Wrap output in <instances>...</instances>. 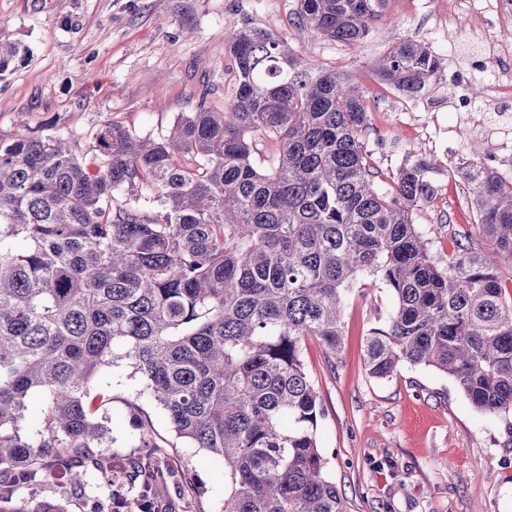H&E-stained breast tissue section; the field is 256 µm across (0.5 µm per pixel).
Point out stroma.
<instances>
[{
	"instance_id": "stroma-1",
	"label": "stroma",
	"mask_w": 512,
	"mask_h": 512,
	"mask_svg": "<svg viewBox=\"0 0 512 512\" xmlns=\"http://www.w3.org/2000/svg\"><path fill=\"white\" fill-rule=\"evenodd\" d=\"M296 8L297 0H0V41L29 49L0 76V133L31 135L51 121L82 141L109 119L147 136L199 100L223 110L236 84L224 34L247 20L368 91L365 146L383 175L417 160L432 164L437 192L413 219L432 256L447 261L458 229L473 218V195L454 163L471 157V138L452 108L454 74L477 66L480 86L512 73V55H484L493 43H512V23L472 32L449 24L454 0H386L370 35L347 46L299 32ZM408 40L426 44L442 64L420 99L383 89L373 75L383 51ZM391 303L379 279L360 281L346 300L336 358L313 338L303 350L325 409L321 452L349 512H512L505 420L478 413L449 377L429 368L405 364L388 379L369 376L365 342ZM139 389L119 370L95 386L112 397L113 454L130 471L147 457L168 467L170 512H218L223 462L177 440L165 413ZM134 406L152 425L155 449L127 444Z\"/></svg>"
}]
</instances>
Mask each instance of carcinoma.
I'll list each match as a JSON object with an SVG mask.
<instances>
[{
    "instance_id": "obj_1",
    "label": "carcinoma",
    "mask_w": 512,
    "mask_h": 512,
    "mask_svg": "<svg viewBox=\"0 0 512 512\" xmlns=\"http://www.w3.org/2000/svg\"><path fill=\"white\" fill-rule=\"evenodd\" d=\"M385 0H297V25L354 45ZM237 89L222 111L200 99L166 133L106 120L86 150L62 134H0V512H72L91 484L112 486V398L91 386L129 371L175 436L224 463L221 512H348L326 473L307 338L330 358L342 309L364 277L392 307L365 364L451 377L481 414L512 430V178L468 160L465 243L441 265L413 222L435 186L424 160L379 178L364 136L371 100L247 22L224 35ZM0 42V73L23 58ZM441 67L421 42L386 48L376 81L430 93ZM271 143L266 165L255 163ZM41 425L25 429L30 399ZM138 448H154L136 415ZM60 495L21 498L48 479ZM164 473L137 467V494L110 512H162Z\"/></svg>"
}]
</instances>
